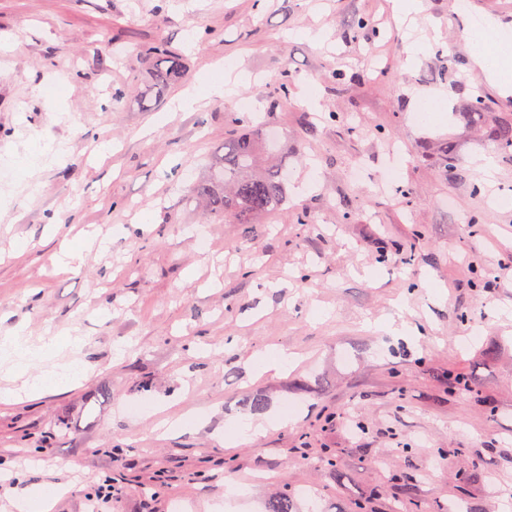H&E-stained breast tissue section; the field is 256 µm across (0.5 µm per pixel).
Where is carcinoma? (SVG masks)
Segmentation results:
<instances>
[{
    "instance_id": "cac0c4a2",
    "label": "carcinoma",
    "mask_w": 512,
    "mask_h": 512,
    "mask_svg": "<svg viewBox=\"0 0 512 512\" xmlns=\"http://www.w3.org/2000/svg\"><path fill=\"white\" fill-rule=\"evenodd\" d=\"M151 86L161 90L182 75V58L162 46L154 48ZM490 136L504 153L512 151V117H501L490 127ZM186 192L215 219L252 224L288 202V188L278 162H267L256 133L224 142V155L209 167L206 177L187 186Z\"/></svg>"
}]
</instances>
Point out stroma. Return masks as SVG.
Listing matches in <instances>:
<instances>
[{
    "mask_svg": "<svg viewBox=\"0 0 512 512\" xmlns=\"http://www.w3.org/2000/svg\"><path fill=\"white\" fill-rule=\"evenodd\" d=\"M423 7L409 31L392 0H0V336L62 347L30 370L56 387L0 403V512L46 484L67 489L52 512H88L105 474L109 512H264L282 492L295 512H512V156L488 135L512 75L472 58L512 44V0ZM162 43L184 71L145 111ZM229 71L224 99L173 110ZM243 98L281 132L288 203L207 222L177 187L250 131ZM37 140L60 158L23 165ZM67 245L82 261L63 272ZM281 349L299 362L256 376Z\"/></svg>",
    "mask_w": 512,
    "mask_h": 512,
    "instance_id": "obj_1",
    "label": "stroma"
}]
</instances>
